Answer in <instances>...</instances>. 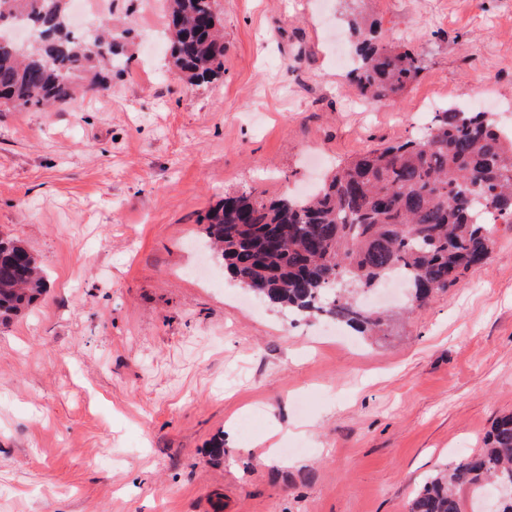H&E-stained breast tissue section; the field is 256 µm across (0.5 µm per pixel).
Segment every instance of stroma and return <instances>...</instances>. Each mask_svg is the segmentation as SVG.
<instances>
[{"mask_svg":"<svg viewBox=\"0 0 512 512\" xmlns=\"http://www.w3.org/2000/svg\"><path fill=\"white\" fill-rule=\"evenodd\" d=\"M91 2L123 18L128 66L70 107L0 112V235L49 284L0 326V512H407L512 412V224L408 315L362 293L395 314L370 337L255 299L202 219L228 192L295 193L312 153L329 172L422 134L426 101L512 102V0H219L224 74L199 84L146 50L166 0ZM354 16L423 64L371 112L334 52Z\"/></svg>","mask_w":512,"mask_h":512,"instance_id":"obj_1","label":"stroma"}]
</instances>
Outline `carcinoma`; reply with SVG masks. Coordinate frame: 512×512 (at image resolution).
<instances>
[{
    "label": "carcinoma",
    "mask_w": 512,
    "mask_h": 512,
    "mask_svg": "<svg viewBox=\"0 0 512 512\" xmlns=\"http://www.w3.org/2000/svg\"><path fill=\"white\" fill-rule=\"evenodd\" d=\"M69 0H0V108L64 107L106 85L120 64L112 26L90 38L66 23ZM218 0H169L171 64L195 81L224 69V36L212 23ZM357 37L350 76L375 103L394 99L420 75V59ZM212 257L268 307L322 318L360 333L386 319L355 292L402 272L411 302L453 286L487 260L493 225L512 224V137L494 113H432L419 137L360 153L304 196L265 200L224 195L205 215ZM47 288L40 263L18 239L0 237V324L27 310ZM462 485L498 487L512 512V413L497 417L480 452L415 487L408 512H461Z\"/></svg>",
    "instance_id": "carcinoma-1"
}]
</instances>
